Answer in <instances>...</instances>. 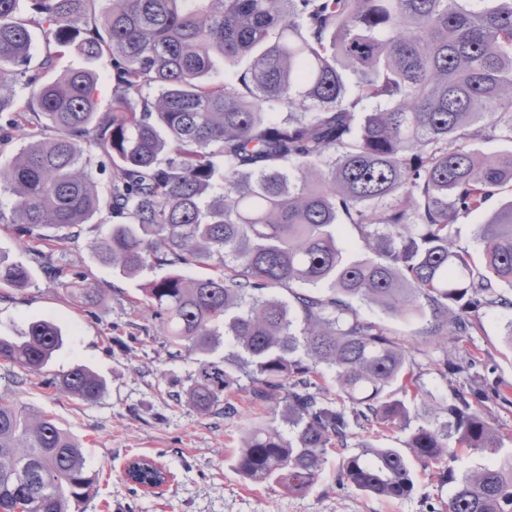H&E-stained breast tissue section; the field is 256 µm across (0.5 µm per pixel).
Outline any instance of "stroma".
Listing matches in <instances>:
<instances>
[{"label":"stroma","mask_w":512,"mask_h":512,"mask_svg":"<svg viewBox=\"0 0 512 512\" xmlns=\"http://www.w3.org/2000/svg\"><path fill=\"white\" fill-rule=\"evenodd\" d=\"M70 69L99 72L96 109L111 111L113 82L102 74L101 62L68 50L45 78L53 80L58 72ZM501 203V197H493L454 224L457 248L480 257V228ZM98 236L97 228L84 231L49 257L52 265L84 272L105 288L104 301L87 310L45 275L23 240L0 227V257L23 263L32 275L28 287H0V336L21 335L36 320L53 321L62 327L66 341L48 373L80 364L106 383L105 394L87 403L47 385L14 384L5 376L6 364L0 363V395L54 416L85 450V467L96 474L98 484L91 496L72 503L71 512H434L448 502L453 484L439 483L420 470L404 498L385 500L359 493L340 483L339 457L334 453L317 484L303 494L245 482L232 467L243 422L220 413L200 414L172 399V392L196 370L197 360H169L152 321L131 304L139 285L159 276V269L144 270L134 279L120 275L95 260ZM511 321L510 310L482 312L479 326L459 353L420 346L414 356L420 365L422 405L446 401L449 384L470 378L512 390V348L505 341ZM468 353L477 358L468 373L449 380L440 376L442 360L460 364ZM137 456L159 461L169 471L167 484L158 492H143L125 479L127 461Z\"/></svg>","instance_id":"35a3bbf8"}]
</instances>
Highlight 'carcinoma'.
Listing matches in <instances>:
<instances>
[{
  "label": "carcinoma",
  "mask_w": 512,
  "mask_h": 512,
  "mask_svg": "<svg viewBox=\"0 0 512 512\" xmlns=\"http://www.w3.org/2000/svg\"><path fill=\"white\" fill-rule=\"evenodd\" d=\"M18 2L0 0V144L18 132L26 145L0 162L12 198L0 223L45 259L105 210L123 222L96 241L103 263L131 278L172 268L135 303L170 358L198 356L173 399L242 419L233 393L244 375L269 414L248 422L235 472L305 493L334 449L342 481L363 494L408 495L416 462L455 484L446 512H512V454L459 476L448 466L458 447H502L492 406L512 400L452 385L446 404L411 418L412 344L353 306L430 312L425 342L445 353L480 310H512L500 291L512 289V199L482 225L481 262L450 233L512 191V155L466 147L512 141V0H102L97 22V0H34L28 18ZM35 26L102 62L111 111L95 109L96 72L46 82L51 54L29 67ZM215 57L249 66L215 82ZM19 78L26 101L13 94ZM365 102L377 106L362 112ZM95 166L110 171L103 192ZM342 219L357 230L356 258L338 238ZM47 271L83 306L104 297L83 272ZM29 283L27 267L0 261V286ZM64 342L59 325L33 321L0 336V361L24 384ZM50 384L85 402L106 390L82 365ZM406 429L401 448L359 439ZM95 488L69 432L0 397V512H70Z\"/></svg>",
  "instance_id": "carcinoma-1"
}]
</instances>
